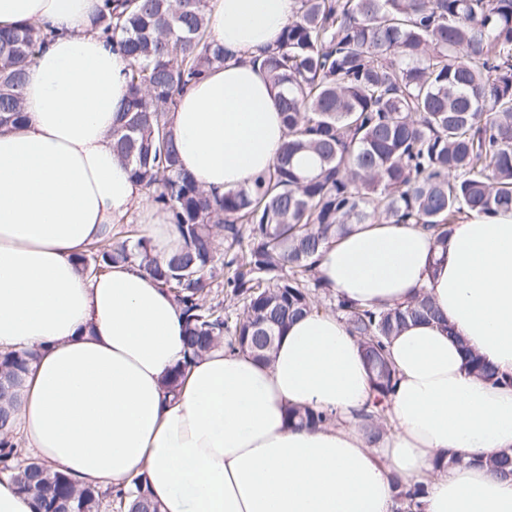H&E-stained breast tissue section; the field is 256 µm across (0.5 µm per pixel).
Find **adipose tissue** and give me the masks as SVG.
Masks as SVG:
<instances>
[{"mask_svg":"<svg viewBox=\"0 0 512 512\" xmlns=\"http://www.w3.org/2000/svg\"><path fill=\"white\" fill-rule=\"evenodd\" d=\"M100 6L0 0V27L55 32L29 67L26 122L0 131V353L32 355L12 418L28 455L81 487L146 474L162 512H392L396 475L425 483L424 512H512V479L446 463L512 453V213L471 216L442 243L412 224H365L323 249L317 273L335 296L392 306L423 286L448 319L390 342L391 429L376 444L358 418L375 396L367 366L331 313L291 324L268 364L213 350L167 394L185 358L173 293L134 265L89 277L75 264L132 218L155 256L183 244L112 152L127 61L93 29ZM297 10L214 0L207 26L227 59L169 114L181 166L206 190L250 186L274 164L286 128L255 59ZM467 347L503 383L478 378ZM292 405L336 422L289 428Z\"/></svg>","mask_w":512,"mask_h":512,"instance_id":"obj_1","label":"adipose tissue"}]
</instances>
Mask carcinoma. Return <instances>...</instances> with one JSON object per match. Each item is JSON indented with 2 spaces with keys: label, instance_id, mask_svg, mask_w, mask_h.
<instances>
[{
  "label": "carcinoma",
  "instance_id": "obj_1",
  "mask_svg": "<svg viewBox=\"0 0 512 512\" xmlns=\"http://www.w3.org/2000/svg\"><path fill=\"white\" fill-rule=\"evenodd\" d=\"M210 0H103L94 29L129 58L127 95L113 152L152 203L166 210L183 241L162 260L144 237L91 245L77 261L89 276L137 263L168 288L184 319L187 362L221 345L271 360L294 318L315 311L316 256L323 244L361 224H420L446 236L471 214L512 211V0H299L276 46L257 58L274 87L287 128L271 169L251 188L211 194L179 165L168 115L180 94L224 64L210 35ZM47 34L37 25L0 29V129L24 121L22 88ZM236 300L234 319L210 301L216 268ZM359 341L377 397L361 414L369 438L388 431L383 399L396 370L391 336L409 323L443 321L424 289L376 310L336 300ZM480 377L502 381L467 354ZM27 357L0 358V432L14 411L10 389ZM290 423L333 420L309 408ZM506 477L512 455L474 459ZM0 475L34 494L39 512H160L137 476L125 487L78 488L60 469L0 440ZM396 512H422V482L393 479Z\"/></svg>",
  "mask_w": 512,
  "mask_h": 512
}]
</instances>
